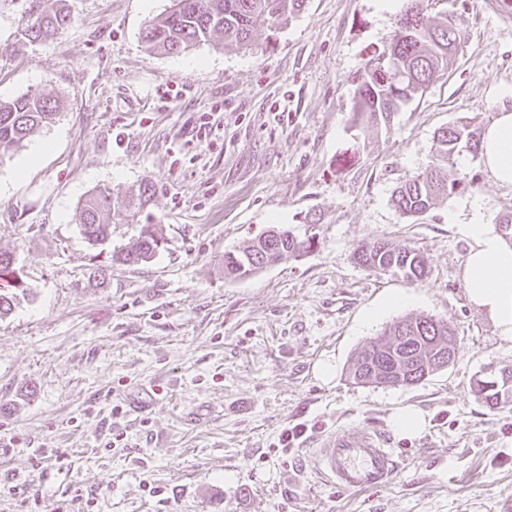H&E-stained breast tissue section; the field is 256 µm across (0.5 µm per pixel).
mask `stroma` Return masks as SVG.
<instances>
[{"label": "stroma", "instance_id": "1", "mask_svg": "<svg viewBox=\"0 0 512 512\" xmlns=\"http://www.w3.org/2000/svg\"><path fill=\"white\" fill-rule=\"evenodd\" d=\"M48 5L0 0V101L59 106L0 159V250L27 284L0 318V512H504L512 406L489 410L474 383L512 367V337L467 296L464 226L475 198L489 226L512 216V190L463 151L448 175L472 190L418 218L392 195L430 168L440 128L512 110V0H428L461 20L455 61L365 136L353 76L399 18L379 0H308L272 40L179 55L141 41L171 0H66L72 25L29 41V16ZM165 87L186 94L165 103ZM206 112L216 144L201 151L188 142ZM147 180L154 195L129 221L125 197ZM105 188L112 236L93 247L79 206ZM146 222L164 238L156 258L111 263ZM274 226L314 232L311 251L225 278V252ZM376 237L421 252L427 277L359 265L356 246ZM93 264L104 279H89ZM420 314L454 327L449 366L412 386L354 384L360 348ZM149 390L152 409L133 414ZM402 410L423 416L418 436L394 430ZM298 423L306 434L281 450ZM352 428L395 449L384 487L341 491L314 473L318 442Z\"/></svg>", "mask_w": 512, "mask_h": 512}]
</instances>
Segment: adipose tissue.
I'll use <instances>...</instances> for the list:
<instances>
[{"label":"adipose tissue","mask_w":512,"mask_h":512,"mask_svg":"<svg viewBox=\"0 0 512 512\" xmlns=\"http://www.w3.org/2000/svg\"><path fill=\"white\" fill-rule=\"evenodd\" d=\"M480 157L495 182L512 188V111L495 113L482 134ZM465 232L471 241L464 271L469 299L512 336V248L490 232L479 204H472Z\"/></svg>","instance_id":"ef3b65f1"}]
</instances>
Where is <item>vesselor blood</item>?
<instances>
[{
    "label": "vessel or blood",
    "mask_w": 512,
    "mask_h": 512,
    "mask_svg": "<svg viewBox=\"0 0 512 512\" xmlns=\"http://www.w3.org/2000/svg\"><path fill=\"white\" fill-rule=\"evenodd\" d=\"M314 459L326 480L348 491L384 486L398 470L396 453L386 438L363 429L324 438Z\"/></svg>",
    "instance_id": "obj_1"
}]
</instances>
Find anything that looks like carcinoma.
<instances>
[{
  "mask_svg": "<svg viewBox=\"0 0 512 512\" xmlns=\"http://www.w3.org/2000/svg\"><path fill=\"white\" fill-rule=\"evenodd\" d=\"M421 0H407L390 43L393 63L383 54L371 56L354 77L353 123L367 134L389 126L402 105L423 94L434 77L448 69L457 48L460 22L424 13ZM306 0H172L170 10L148 20L142 40L151 51L182 54L215 35L239 46H249L260 33L271 39L305 7ZM72 21L63 7L34 15L27 24L34 40L48 38ZM58 115L56 102L38 93L0 102V160L10 155L36 130L51 125ZM482 126L462 123L442 128L436 136L431 168L405 179L396 189L394 204L406 217L427 213L436 201L474 186L466 177L448 179L455 164L457 146L468 144L477 154ZM153 195L144 182L129 196V207L139 213ZM81 231L91 245L105 242L111 234L112 196L107 189L88 195L80 206ZM157 225L143 224L132 245L113 259L139 264L152 259L161 247ZM313 246V236L303 238L283 229L238 250L224 253V275L247 277L285 256L300 257ZM355 260L362 266L399 274L410 282L428 275L425 257L414 249L397 248L382 238L358 244ZM13 253L0 251V317L9 314L25 295L22 270ZM448 321L433 316L407 318L394 323L384 337L358 352L350 375L358 384L383 387L415 385L448 365ZM476 393L489 410L512 404V369H502L476 380Z\"/></svg>",
  "mask_w": 512,
  "mask_h": 512,
  "instance_id": "carcinoma-1",
  "label": "carcinoma"
}]
</instances>
